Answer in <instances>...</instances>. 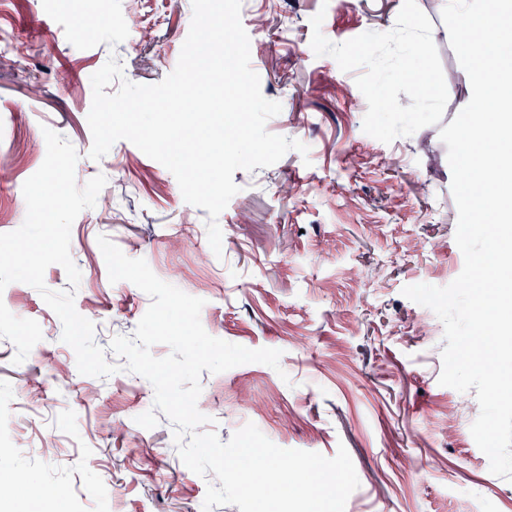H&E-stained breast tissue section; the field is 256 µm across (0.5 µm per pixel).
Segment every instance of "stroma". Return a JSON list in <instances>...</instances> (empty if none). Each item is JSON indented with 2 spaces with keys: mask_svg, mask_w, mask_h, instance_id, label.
Listing matches in <instances>:
<instances>
[{
  "mask_svg": "<svg viewBox=\"0 0 512 512\" xmlns=\"http://www.w3.org/2000/svg\"><path fill=\"white\" fill-rule=\"evenodd\" d=\"M403 0H242L251 67L282 111L268 132L304 143L275 164L233 175L240 191L218 218L222 252L207 240L206 210L185 202L174 175L126 140L89 156L91 75L109 57L126 79L156 84L175 68L191 0H0V233L26 216L22 186L46 155L43 128L76 149L75 175L107 178L111 200L83 210L70 254L81 272L77 312L118 365L109 377L78 372L63 326L33 287L0 293L8 310L39 323L43 339L21 364L0 338V476L26 471L63 500L0 498V512H202L208 478L188 469L175 427L137 425L154 389L110 352L133 335L151 299L110 283L98 236L145 259L163 281L204 299L200 319L216 338L281 350L260 363L203 373L197 406L228 441L254 423L277 446L335 456L346 447L360 485L345 512H512V481L489 471L470 426L474 392L438 382L443 330L405 286L450 284L462 271L447 147L440 139L468 103V75L441 21L440 0H417L433 24L448 102L441 124L383 143L363 131L367 102L356 72L315 56L310 20L341 43L394 28ZM96 29L79 39L76 18ZM97 470L85 468L88 455Z\"/></svg>",
  "mask_w": 512,
  "mask_h": 512,
  "instance_id": "stroma-1",
  "label": "stroma"
}]
</instances>
